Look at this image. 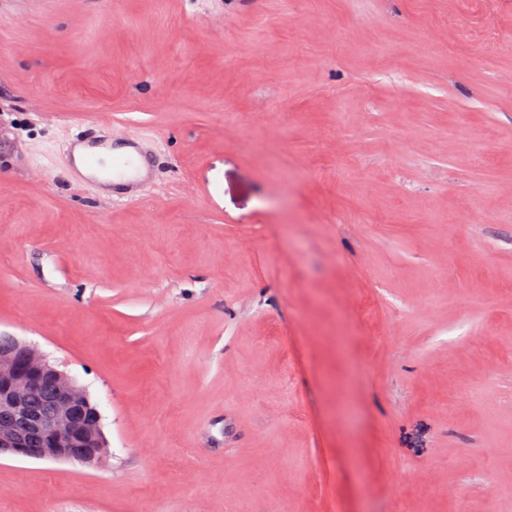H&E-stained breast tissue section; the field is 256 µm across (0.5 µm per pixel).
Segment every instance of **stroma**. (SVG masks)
Listing matches in <instances>:
<instances>
[{"label": "stroma", "instance_id": "35a3bbf8", "mask_svg": "<svg viewBox=\"0 0 512 512\" xmlns=\"http://www.w3.org/2000/svg\"><path fill=\"white\" fill-rule=\"evenodd\" d=\"M0 87V333L107 444L0 512H512V0H8ZM120 139L110 126L99 135L67 141L64 153L71 182L84 185L92 181L102 196L109 197L112 186V198L130 202L142 199L151 181L150 158L139 143L128 141L117 145L115 141ZM121 147L132 151L115 152ZM117 187H122L121 192L116 191Z\"/></svg>", "mask_w": 512, "mask_h": 512}]
</instances>
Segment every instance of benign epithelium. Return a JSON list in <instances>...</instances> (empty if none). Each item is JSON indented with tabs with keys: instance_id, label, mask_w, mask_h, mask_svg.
<instances>
[{
	"instance_id": "obj_1",
	"label": "benign epithelium",
	"mask_w": 512,
	"mask_h": 512,
	"mask_svg": "<svg viewBox=\"0 0 512 512\" xmlns=\"http://www.w3.org/2000/svg\"><path fill=\"white\" fill-rule=\"evenodd\" d=\"M85 403V392L68 374L0 334V454L97 464L106 442L101 427H86Z\"/></svg>"
}]
</instances>
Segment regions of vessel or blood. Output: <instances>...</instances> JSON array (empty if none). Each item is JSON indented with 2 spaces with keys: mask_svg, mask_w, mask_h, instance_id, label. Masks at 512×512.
I'll use <instances>...</instances> for the list:
<instances>
[{
  "mask_svg": "<svg viewBox=\"0 0 512 512\" xmlns=\"http://www.w3.org/2000/svg\"><path fill=\"white\" fill-rule=\"evenodd\" d=\"M117 135L113 130L89 138L67 141L64 153L68 160V177L73 184L94 182L100 195L119 189L121 199L137 201L143 198L151 181L150 159L139 143L130 151H118Z\"/></svg>",
  "mask_w": 512,
  "mask_h": 512,
  "instance_id": "1",
  "label": "vessel or blood"
}]
</instances>
